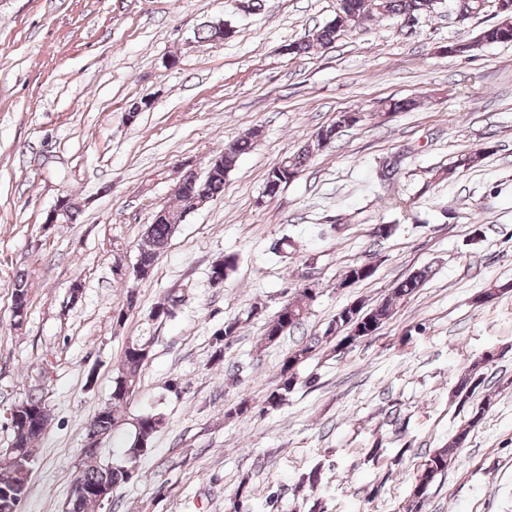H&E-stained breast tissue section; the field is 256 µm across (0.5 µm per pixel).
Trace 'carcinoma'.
<instances>
[{
  "instance_id": "obj_1",
  "label": "carcinoma",
  "mask_w": 512,
  "mask_h": 512,
  "mask_svg": "<svg viewBox=\"0 0 512 512\" xmlns=\"http://www.w3.org/2000/svg\"><path fill=\"white\" fill-rule=\"evenodd\" d=\"M358 5L366 17L378 13L397 17H415L435 9L436 0H351ZM512 20V13H502L498 21L482 29L472 41L458 43L456 52L465 54L473 52L484 45L512 41V26H505L504 19ZM342 17L327 23L317 29L311 38L288 45L290 52L301 55L309 52L313 44L321 46L331 45L336 41L338 21ZM258 132H253L246 137H241L224 144L221 164L209 169L202 176L191 169L183 171L176 182L174 196L182 203L180 208L165 207L167 215L153 217L152 223L146 228L142 241L139 244L138 263L146 276H151L155 263L168 244L169 239L177 228L180 217L185 210L183 207L196 201L197 196L202 195L207 201H212L224 192V180L227 174L233 170L240 156L250 152L256 143ZM323 148L320 138H315L313 145H307L292 156H286L278 160L269 169L264 193L269 197L278 194V190L288 184L284 177L288 169L302 171L311 159L314 148ZM371 263H360L348 267L345 272L344 282L358 283L373 276L369 269ZM428 277V270L423 269L401 281L394 288V295L407 297L418 288L422 287ZM316 292L306 288L298 290V296L287 301L279 309L276 315L266 324L264 338L268 343H274L281 336L293 331L302 325L309 314L310 302L314 301ZM12 297L15 316L26 314L28 305V285L25 276L19 274L12 284ZM179 299L169 295L163 303L154 307L151 316L154 320H164L172 316L173 309L178 305ZM392 305L386 300L379 305L363 310L359 303L351 304L339 310L329 324L327 331L337 334L339 340L333 351L342 350V344L352 345L360 339L372 336L391 318ZM241 327L237 319L224 322L223 328L215 334V354L224 357L225 346L229 339L233 338ZM319 347V343L311 342L291 351L284 361L280 373L279 383L265 400V407L277 409L288 397L298 383L295 366L308 359L312 352ZM151 341L139 337L126 343L112 384V398L109 406L104 407L94 415L89 423L87 431L88 453L85 454L87 463L77 480L84 485L102 486L109 490L130 482L135 477L134 463L144 455L151 447L152 440L161 426L164 417L159 413L145 414L128 422L129 428L125 439L122 441L120 456L112 463H102L99 460L100 442L115 434L121 423L120 411L130 401L139 386L142 368L149 359ZM480 364L473 363L461 373L456 394L462 401L470 399L484 383ZM491 405V397L486 395L483 401L472 408L466 423L448 439V443L429 452L420 473L415 478L413 492L407 512H420L422 499L426 495L435 478L444 473L451 464L455 454L465 448L470 433L484 418ZM44 428L28 430L13 436L11 460L8 465L0 466V490L17 483L22 491H27L29 477L20 474L19 459L32 456V449L37 440L42 436ZM249 478H243L227 504L228 512H241L244 509L245 495L248 494Z\"/></svg>"
}]
</instances>
